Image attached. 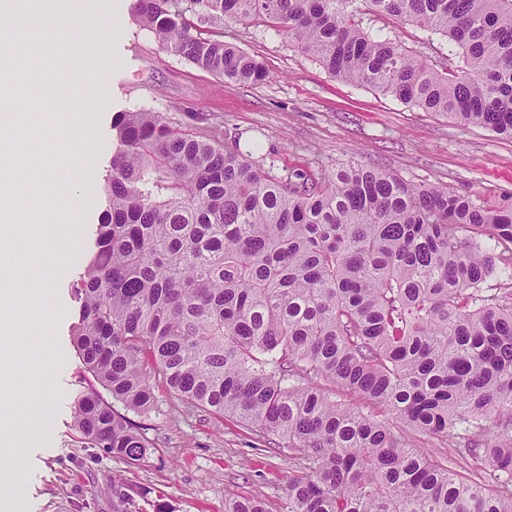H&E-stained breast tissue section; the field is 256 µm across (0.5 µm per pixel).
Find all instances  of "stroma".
<instances>
[{
    "label": "stroma",
    "mask_w": 512,
    "mask_h": 512,
    "mask_svg": "<svg viewBox=\"0 0 512 512\" xmlns=\"http://www.w3.org/2000/svg\"><path fill=\"white\" fill-rule=\"evenodd\" d=\"M132 0H63L45 16L17 0L10 16L8 58L27 77L44 110L15 132L7 164L25 172L28 189L52 186L38 223L24 208L11 213L10 247L17 257L9 285L22 305L0 314V333L19 360L40 353L43 385L52 393L41 425L28 429L14 405V443L6 450L19 481L0 512H112V485L124 484L134 512H224L233 497H253L267 512H288V482L297 468L286 450L239 419L192 408L158 375H150L154 407L132 414L148 444L130 464L84 443L74 428L77 399L97 383L73 343L80 300L75 282L90 258L93 231L106 207L105 175L116 150L117 113L137 108L166 113L183 129L215 132L225 147L283 176L292 169L326 172L363 164L413 183L512 204V140L453 118L425 112L369 86L331 76L318 62L268 31L264 22L203 24L204 33L256 57L266 81L224 82L168 53L132 20ZM384 29L440 68L448 67L443 37L377 16ZM55 53L46 58L45 46ZM97 166L88 168L87 155ZM87 193L74 208L72 189ZM49 306L39 323V306Z\"/></svg>",
    "instance_id": "obj_1"
}]
</instances>
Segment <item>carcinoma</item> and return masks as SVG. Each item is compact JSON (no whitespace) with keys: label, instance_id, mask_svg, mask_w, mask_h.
<instances>
[{"label":"carcinoma","instance_id":"carcinoma-1","mask_svg":"<svg viewBox=\"0 0 512 512\" xmlns=\"http://www.w3.org/2000/svg\"><path fill=\"white\" fill-rule=\"evenodd\" d=\"M356 0H137L170 53L227 82L267 72L197 22L263 18L332 76L512 139V0H363L447 39L438 69ZM108 213L77 284L75 345L112 401L74 426L129 463L147 443L112 402L153 408L142 357L185 404L278 439L301 474L288 512H512V207L364 165L277 177L162 112L116 118ZM503 249L493 253L483 240ZM369 402L364 411L336 391ZM458 439L482 473L405 435ZM134 500L112 486V512ZM225 512H267L253 498Z\"/></svg>","mask_w":512,"mask_h":512}]
</instances>
